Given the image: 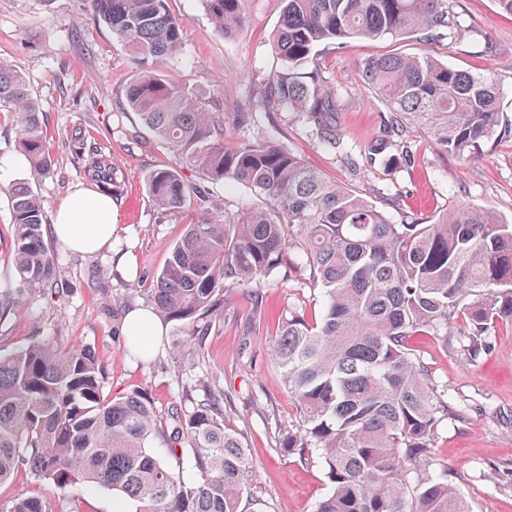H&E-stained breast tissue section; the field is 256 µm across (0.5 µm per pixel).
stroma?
Masks as SVG:
<instances>
[{
    "label": "stroma",
    "instance_id": "1",
    "mask_svg": "<svg viewBox=\"0 0 512 512\" xmlns=\"http://www.w3.org/2000/svg\"><path fill=\"white\" fill-rule=\"evenodd\" d=\"M168 8L183 20L184 30L178 53L161 68L210 111L223 114L230 142L277 140L397 221L405 215L426 221L466 202L512 222V16L501 12L496 0H454V11L473 29L459 41L385 37L318 46L316 63L339 98L337 124L346 146L342 153L322 147L295 113L252 109L262 79L280 67L272 35L281 0H251L246 26L231 36L212 24L201 0H168ZM394 53L428 54L497 81L500 128L480 154L440 152L409 124L403 131L412 154L408 166L391 172L362 164L365 147L383 129L385 111L365 84L362 65L370 57ZM0 61L24 75L38 100L52 160L48 174L32 178L18 145L16 119L8 110L0 111V290L17 285L11 260L14 185L30 183L48 220L67 195L91 188L84 172L91 155L111 158L121 185L114 196L118 219L110 249L86 256L45 233L58 259L61 286L52 295L28 296L14 315L0 322V349L25 346L39 336L88 346L104 365L112 392L145 389L162 418L173 403L189 410L206 388L222 390L224 424L242 434L255 464L254 495L267 512H314L327 492L325 470L279 445L281 433L296 426L299 411L272 358L288 312L311 322L321 318V290L308 273L283 265L257 292H225L224 319L213 327L202 350L186 346L173 355L159 350L146 358L125 351L123 317L129 308L145 305L146 288L186 226L257 205V196L236 183H207L187 169L183 179L197 187L199 197L171 213L154 204L146 177L176 166L177 156L127 110L125 87L135 66L93 15L88 0H0ZM123 253L133 257V269L116 265V256ZM459 328V323H449L444 343L427 333L412 339L435 381L448 389L451 414L431 456L437 469L447 470L472 512H512V326L495 328L489 351L474 360L460 352ZM32 494L47 498L52 512L112 509L111 493L65 495L22 471L0 485V512L15 498Z\"/></svg>",
    "mask_w": 512,
    "mask_h": 512
}]
</instances>
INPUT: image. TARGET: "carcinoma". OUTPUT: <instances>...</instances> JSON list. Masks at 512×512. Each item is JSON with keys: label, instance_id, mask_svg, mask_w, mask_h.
<instances>
[{"label": "carcinoma", "instance_id": "cac0c4a2", "mask_svg": "<svg viewBox=\"0 0 512 512\" xmlns=\"http://www.w3.org/2000/svg\"><path fill=\"white\" fill-rule=\"evenodd\" d=\"M93 14L131 54L137 69L125 104L176 153L177 168L147 177L165 211L190 195L186 167L207 182L245 185L261 199L237 213L189 224L146 289L147 307L184 336L175 348H202L223 317L224 291L255 290L292 253L323 292L321 320H282L272 357L296 402L298 426L281 446L319 462L329 491L315 512H470L430 451L448 419V391L409 345L421 332L448 341V322L464 317L461 350L473 359L491 348L488 333L512 324V224L492 210L460 203L429 224L394 222L363 195L326 180L285 147L266 139L224 145V122L154 65L175 55L184 22L167 0H88ZM212 23L241 30L249 0H203ZM272 47L281 65L256 106L298 113L320 144L336 150V90L313 65L315 47L348 38L419 34L427 41L462 37L451 0H282ZM367 84L387 108L383 132L364 150L370 166L411 163L401 138L416 124L441 151L474 155L500 123L496 82L451 68L430 55H387L363 65ZM0 107L14 110L19 142L34 175L51 169L39 103L25 77L0 61ZM87 178L118 191L112 161L91 158ZM13 264L19 288L0 291V321L21 293L58 288L57 258L44 239L43 210L30 185L11 192ZM185 451L195 479L166 456ZM101 490L135 512H242L253 460L224 426V393L208 391L191 410L173 406L158 419L142 389L105 394V370L89 347L53 338L0 353V484L18 471ZM8 512H52L40 495L15 499Z\"/></svg>", "mask_w": 512, "mask_h": 512}]
</instances>
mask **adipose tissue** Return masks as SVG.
<instances>
[{"mask_svg":"<svg viewBox=\"0 0 512 512\" xmlns=\"http://www.w3.org/2000/svg\"><path fill=\"white\" fill-rule=\"evenodd\" d=\"M117 207L111 195L80 190L58 206L51 226L54 238L66 248L93 255L112 242Z\"/></svg>","mask_w":512,"mask_h":512,"instance_id":"obj_1","label":"adipose tissue"}]
</instances>
